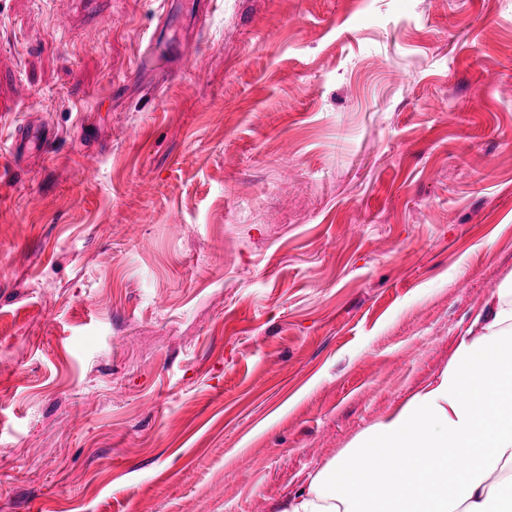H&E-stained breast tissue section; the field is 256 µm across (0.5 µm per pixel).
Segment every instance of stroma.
Listing matches in <instances>:
<instances>
[{
    "instance_id": "stroma-1",
    "label": "stroma",
    "mask_w": 512,
    "mask_h": 512,
    "mask_svg": "<svg viewBox=\"0 0 512 512\" xmlns=\"http://www.w3.org/2000/svg\"><path fill=\"white\" fill-rule=\"evenodd\" d=\"M510 277L512 0H0V512H275ZM52 136L51 129L47 125L32 126L28 123H20L12 135V147L15 152L19 148L24 151L42 150Z\"/></svg>"
}]
</instances>
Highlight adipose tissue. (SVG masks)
Returning a JSON list of instances; mask_svg holds the SVG:
<instances>
[{"mask_svg": "<svg viewBox=\"0 0 512 512\" xmlns=\"http://www.w3.org/2000/svg\"><path fill=\"white\" fill-rule=\"evenodd\" d=\"M280 512H512V285L474 312L434 379Z\"/></svg>", "mask_w": 512, "mask_h": 512, "instance_id": "ef3b65f1", "label": "adipose tissue"}]
</instances>
